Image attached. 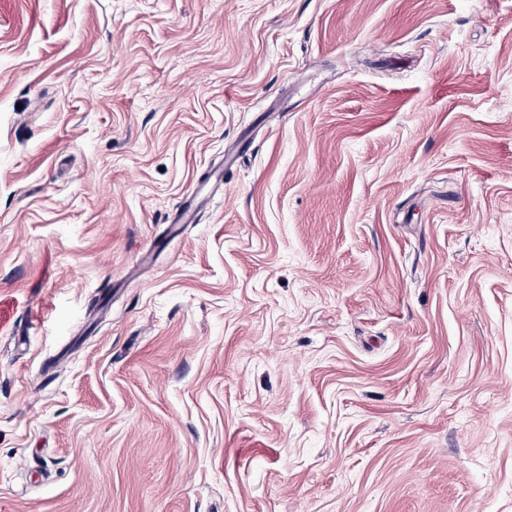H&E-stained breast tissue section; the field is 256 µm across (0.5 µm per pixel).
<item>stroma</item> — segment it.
I'll list each match as a JSON object with an SVG mask.
<instances>
[{"instance_id":"1","label":"stroma","mask_w":512,"mask_h":512,"mask_svg":"<svg viewBox=\"0 0 512 512\" xmlns=\"http://www.w3.org/2000/svg\"><path fill=\"white\" fill-rule=\"evenodd\" d=\"M0 512H512V0H0Z\"/></svg>"}]
</instances>
